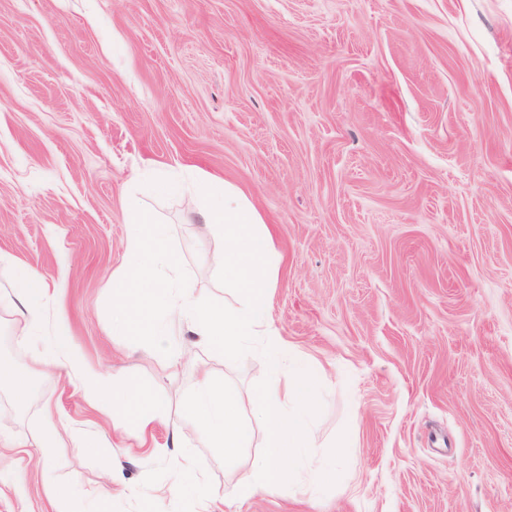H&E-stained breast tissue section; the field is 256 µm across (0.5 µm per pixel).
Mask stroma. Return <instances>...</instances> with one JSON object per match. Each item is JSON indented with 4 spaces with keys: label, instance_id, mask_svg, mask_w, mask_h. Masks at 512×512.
<instances>
[{
    "label": "stroma",
    "instance_id": "stroma-1",
    "mask_svg": "<svg viewBox=\"0 0 512 512\" xmlns=\"http://www.w3.org/2000/svg\"><path fill=\"white\" fill-rule=\"evenodd\" d=\"M206 175L282 257L269 316L321 376L320 457L347 437L342 483L315 495L235 499L263 432L227 466L183 413L203 371L253 391L259 352L233 363L186 324L173 368L112 325L138 206L194 295L235 305L189 203ZM0 254L44 278L46 322L66 317L89 366L161 412L116 433L0 310L32 382L22 406L0 385V512H96L106 483L112 512H512V0H0ZM49 408L94 446L46 468Z\"/></svg>",
    "mask_w": 512,
    "mask_h": 512
}]
</instances>
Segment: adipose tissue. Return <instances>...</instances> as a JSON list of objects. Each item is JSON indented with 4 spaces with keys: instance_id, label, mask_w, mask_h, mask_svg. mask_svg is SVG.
<instances>
[{
    "instance_id": "1",
    "label": "adipose tissue",
    "mask_w": 512,
    "mask_h": 512,
    "mask_svg": "<svg viewBox=\"0 0 512 512\" xmlns=\"http://www.w3.org/2000/svg\"><path fill=\"white\" fill-rule=\"evenodd\" d=\"M12 272L9 287L0 289V305L11 307L28 326L31 334L49 328V342L59 361L75 376L87 399L105 402L112 417L126 427L145 431L159 412L160 403L149 391L131 383H120L107 370L87 368L82 354L73 347L69 326L63 317H56L52 325H45L43 317L44 280L32 270L9 266Z\"/></svg>"
}]
</instances>
